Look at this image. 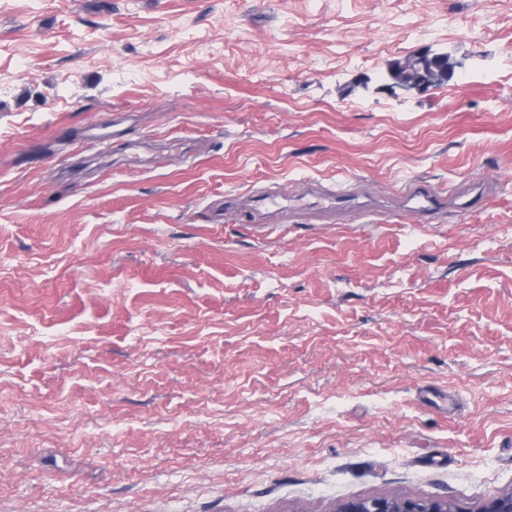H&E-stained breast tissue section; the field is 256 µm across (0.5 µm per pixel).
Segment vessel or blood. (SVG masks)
Masks as SVG:
<instances>
[{
	"instance_id": "vessel-or-blood-1",
	"label": "vessel or blood",
	"mask_w": 512,
	"mask_h": 512,
	"mask_svg": "<svg viewBox=\"0 0 512 512\" xmlns=\"http://www.w3.org/2000/svg\"><path fill=\"white\" fill-rule=\"evenodd\" d=\"M492 181L465 182L448 186H432L423 182H408L392 188L391 199L417 223L429 224L440 213L453 210L458 214H471L481 210L495 192ZM365 205L357 201L349 189L333 191L327 205L323 206L322 220L328 224H349L361 217ZM288 211L280 197L269 196L257 201L248 213V221L257 232H269L274 224L286 220Z\"/></svg>"
}]
</instances>
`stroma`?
I'll list each match as a JSON object with an SVG mask.
<instances>
[{
  "label": "stroma",
  "mask_w": 512,
  "mask_h": 512,
  "mask_svg": "<svg viewBox=\"0 0 512 512\" xmlns=\"http://www.w3.org/2000/svg\"><path fill=\"white\" fill-rule=\"evenodd\" d=\"M473 175L431 224L307 191ZM249 187L286 227L212 223ZM510 489L512 0H0V512ZM446 55H434L429 57L421 55L415 59L408 60L403 67L406 72L397 75L394 71L391 77L400 85L423 88L434 83L446 81L448 79L447 65H440ZM367 207L341 185L330 193L328 204L322 207V221L328 224H349L361 217Z\"/></svg>",
  "instance_id": "1"
}]
</instances>
